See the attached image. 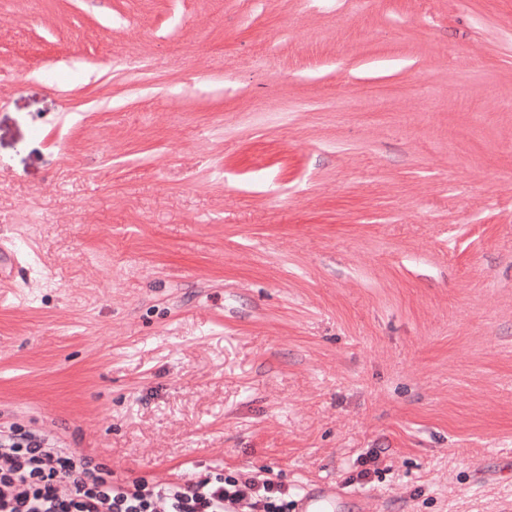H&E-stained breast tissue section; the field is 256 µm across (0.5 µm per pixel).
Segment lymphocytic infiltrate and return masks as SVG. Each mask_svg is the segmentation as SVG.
Segmentation results:
<instances>
[{"label":"lymphocytic infiltrate","instance_id":"obj_1","mask_svg":"<svg viewBox=\"0 0 512 512\" xmlns=\"http://www.w3.org/2000/svg\"><path fill=\"white\" fill-rule=\"evenodd\" d=\"M290 512L271 478L215 474L154 483L114 477L59 438L18 423L0 425V512Z\"/></svg>","mask_w":512,"mask_h":512}]
</instances>
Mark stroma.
Returning <instances> with one entry per match:
<instances>
[{"instance_id":"stroma-1","label":"stroma","mask_w":512,"mask_h":512,"mask_svg":"<svg viewBox=\"0 0 512 512\" xmlns=\"http://www.w3.org/2000/svg\"><path fill=\"white\" fill-rule=\"evenodd\" d=\"M0 239V424L512 512V0H0Z\"/></svg>"}]
</instances>
